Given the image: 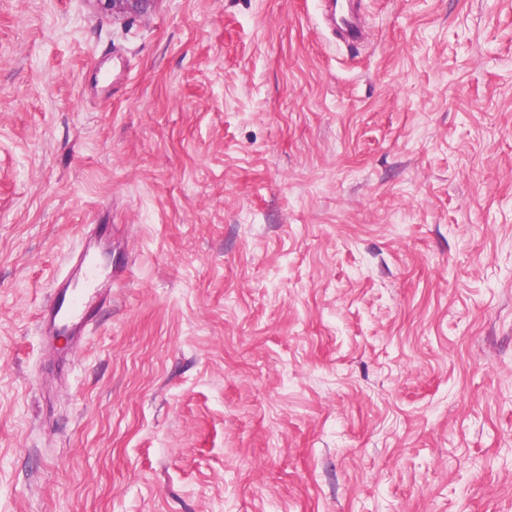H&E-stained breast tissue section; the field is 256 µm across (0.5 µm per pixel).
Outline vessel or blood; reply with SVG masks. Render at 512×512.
<instances>
[{
  "label": "vessel or blood",
  "instance_id": "b4317fda",
  "mask_svg": "<svg viewBox=\"0 0 512 512\" xmlns=\"http://www.w3.org/2000/svg\"><path fill=\"white\" fill-rule=\"evenodd\" d=\"M326 7L333 29L348 41H357L361 30L351 0H327ZM111 301L112 274L101 266L98 253L87 249L73 252L68 271L52 289L40 312L46 338L76 339L88 335L97 313Z\"/></svg>",
  "mask_w": 512,
  "mask_h": 512
}]
</instances>
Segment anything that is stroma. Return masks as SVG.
<instances>
[{
	"label": "stroma",
	"mask_w": 512,
	"mask_h": 512,
	"mask_svg": "<svg viewBox=\"0 0 512 512\" xmlns=\"http://www.w3.org/2000/svg\"><path fill=\"white\" fill-rule=\"evenodd\" d=\"M363 6L0 0V512H512V0ZM325 3L334 32L337 30L348 41H357L361 35V30L353 2L330 0L325 1ZM112 302V270L99 263V253L74 251L69 269L52 288L48 303L40 312L41 328L52 342L56 336L73 340L87 336L96 314Z\"/></svg>",
	"instance_id": "35a3bbf8"
}]
</instances>
